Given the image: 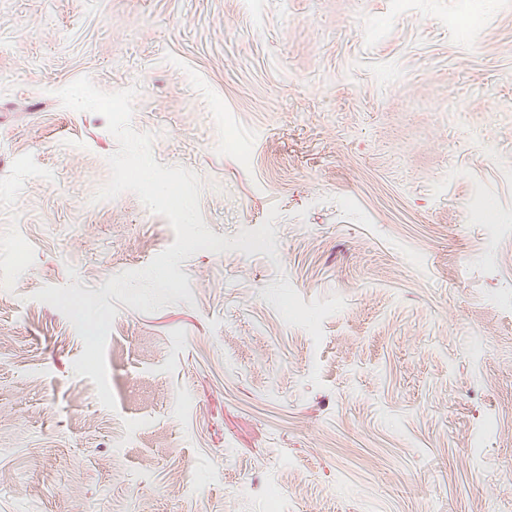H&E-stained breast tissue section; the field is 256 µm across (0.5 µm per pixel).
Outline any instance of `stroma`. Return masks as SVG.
Instances as JSON below:
<instances>
[{"instance_id":"1","label":"stroma","mask_w":512,"mask_h":512,"mask_svg":"<svg viewBox=\"0 0 512 512\" xmlns=\"http://www.w3.org/2000/svg\"><path fill=\"white\" fill-rule=\"evenodd\" d=\"M82 76L136 88L215 235L279 211L276 256L201 251L191 300H113L112 411L33 295L175 235L93 202L118 144L61 105ZM507 101L512 0H0V512H512Z\"/></svg>"}]
</instances>
